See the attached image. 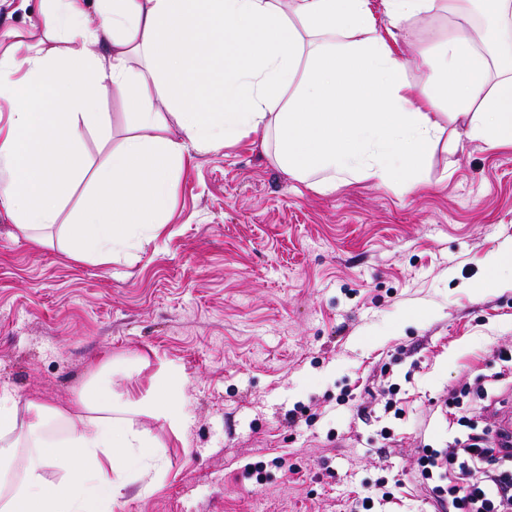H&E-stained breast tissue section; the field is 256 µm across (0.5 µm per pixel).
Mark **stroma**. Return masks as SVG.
Wrapping results in <instances>:
<instances>
[{"mask_svg":"<svg viewBox=\"0 0 512 512\" xmlns=\"http://www.w3.org/2000/svg\"><path fill=\"white\" fill-rule=\"evenodd\" d=\"M44 11L0 0V54L43 41ZM453 25L449 10L403 24L411 82ZM101 109L109 136L83 141L93 163L133 124L130 95ZM441 123L411 193L372 180L316 192L256 135L189 149L161 235L109 264L32 248L0 214V395L69 408L109 360L134 372L113 375L117 393L180 375L188 429L138 419L166 476L147 494L131 477L112 512H353L381 488L393 497L375 512H432L416 458L452 438L442 396L465 390L460 411L477 418L480 376L512 409V382L494 378L512 347V271L491 267L512 244V150Z\"/></svg>","mask_w":512,"mask_h":512,"instance_id":"stroma-1","label":"stroma"}]
</instances>
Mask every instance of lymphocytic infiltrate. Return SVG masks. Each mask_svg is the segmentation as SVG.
Wrapping results in <instances>:
<instances>
[{"mask_svg":"<svg viewBox=\"0 0 512 512\" xmlns=\"http://www.w3.org/2000/svg\"><path fill=\"white\" fill-rule=\"evenodd\" d=\"M422 479L438 477L429 495L436 512H512V442L495 423L422 449Z\"/></svg>","mask_w":512,"mask_h":512,"instance_id":"f902f5d3","label":"lymphocytic infiltrate"}]
</instances>
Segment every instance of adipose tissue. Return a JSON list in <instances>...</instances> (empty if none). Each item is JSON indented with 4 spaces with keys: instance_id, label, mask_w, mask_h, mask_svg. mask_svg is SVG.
<instances>
[{
    "instance_id": "ef3b65f1",
    "label": "adipose tissue",
    "mask_w": 512,
    "mask_h": 512,
    "mask_svg": "<svg viewBox=\"0 0 512 512\" xmlns=\"http://www.w3.org/2000/svg\"><path fill=\"white\" fill-rule=\"evenodd\" d=\"M96 2L100 29L87 26L82 0H49L51 48L0 56V98L16 107L0 125V210L34 246L49 244L70 188L86 181L91 193L63 229L69 255L108 263L140 248L166 223L188 147L219 150L252 133L284 173L321 192L370 178L419 189L442 112L467 117L469 138L512 149V63L478 50L471 0H453L455 31L439 53L420 52V89L396 32L444 0ZM103 30L106 60L89 49ZM111 90L132 93L135 132L92 167L80 128L100 125ZM41 91L50 108L31 111ZM171 114L182 138L165 133ZM115 370L105 362L73 411L0 397V512H112L129 474L162 454L135 417L189 426L165 373L117 395ZM57 425L63 437L51 436ZM50 468L57 482L44 478Z\"/></svg>"
}]
</instances>
